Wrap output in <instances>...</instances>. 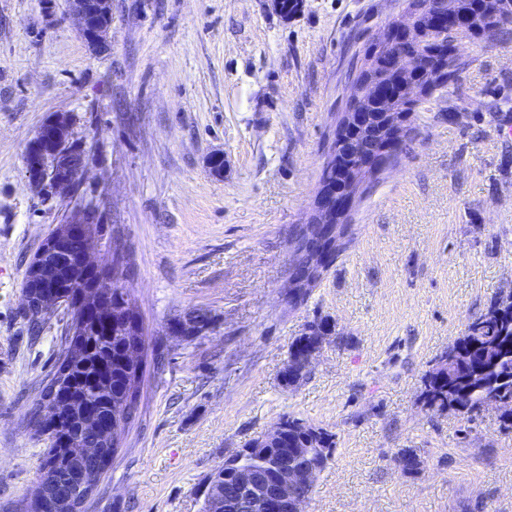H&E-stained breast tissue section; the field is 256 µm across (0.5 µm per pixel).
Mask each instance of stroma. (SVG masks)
<instances>
[{
    "instance_id": "1",
    "label": "stroma",
    "mask_w": 512,
    "mask_h": 512,
    "mask_svg": "<svg viewBox=\"0 0 512 512\" xmlns=\"http://www.w3.org/2000/svg\"><path fill=\"white\" fill-rule=\"evenodd\" d=\"M403 3L112 0L95 54L67 0H0V512H25L38 488L49 441L29 414L68 318L59 307L32 332L24 271L77 207L103 226L95 261L118 249L130 264L120 285L147 347L139 417L86 512H202L215 469L286 415L336 436L308 512H512V428L421 400L467 321L512 292V30L458 45L454 82L357 198L344 250L288 297L362 49ZM57 112L87 168L47 195L23 157ZM195 311L207 330L173 331ZM320 318L330 339L283 387ZM330 328L331 324H329L327 321L323 319L315 320L308 323L304 328V331L302 332L301 336H298L295 339L289 351L288 367L282 374L283 377L281 381L284 387L288 388L289 386L296 383V377L292 373V371L295 374L299 375L300 377L308 374L312 365L315 363L317 355L320 352L323 344L326 342V340H328L329 336L331 335V333H326L324 335V331ZM318 336H320V338L318 344L315 345ZM309 349H311L310 352L306 353L303 357H300L298 361L293 364L294 367L291 371L292 366L290 363L292 362V359L297 356L303 355Z\"/></svg>"
}]
</instances>
